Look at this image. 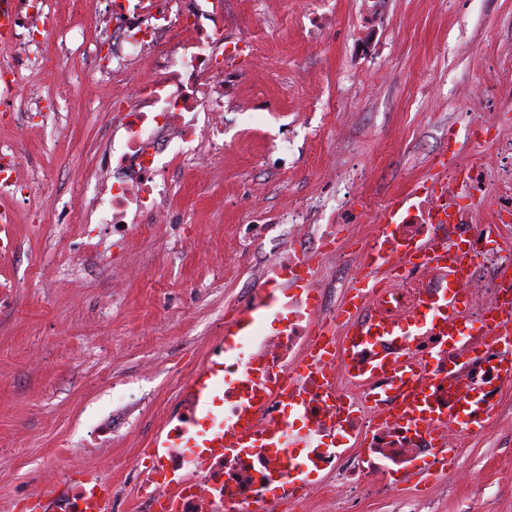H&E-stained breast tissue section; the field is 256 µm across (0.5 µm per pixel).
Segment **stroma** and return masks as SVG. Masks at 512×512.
<instances>
[{"label":"stroma","mask_w":512,"mask_h":512,"mask_svg":"<svg viewBox=\"0 0 512 512\" xmlns=\"http://www.w3.org/2000/svg\"><path fill=\"white\" fill-rule=\"evenodd\" d=\"M224 30L239 51L224 70V162L212 185L175 176L172 221L124 236L97 229L109 260L86 264L81 293L63 273L81 242L59 236L45 185L90 181L112 127L100 91L62 97L85 56L29 75L0 42V69L21 79L0 107V139L20 134L32 91L59 95L66 125L21 144L28 207L0 224V512H27L35 493L61 496L99 467L112 512H145L138 488L149 444L173 427L194 372L224 342L225 314L288 242L282 217L374 228L376 204L429 179L482 165L490 221L498 177L512 166V0H226ZM140 272L127 287L111 281ZM495 426L463 448L431 492L416 478L359 512H512V394Z\"/></svg>","instance_id":"stroma-1"}]
</instances>
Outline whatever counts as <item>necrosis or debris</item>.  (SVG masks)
<instances>
[{
    "mask_svg": "<svg viewBox=\"0 0 512 512\" xmlns=\"http://www.w3.org/2000/svg\"><path fill=\"white\" fill-rule=\"evenodd\" d=\"M10 10L11 42L28 66H57L70 48L82 49L92 67L69 81L68 95H81L89 83L108 91L100 106L114 125L94 163V185L53 197L64 223L106 225L122 234L131 225L167 219L175 172L188 170L200 184L211 181L224 155V67L235 52L224 35V0H104L90 37L56 29L46 0H12ZM19 154L18 145H0V191L25 205L31 187L18 175ZM352 231L348 224L318 225L314 252L292 240L275 263L287 273L298 259L315 258L320 267L335 263L337 238ZM434 232V225L410 221L396 225L391 240L369 239L370 248H387L393 257L394 278L384 293L394 318L414 317L421 297L448 285L443 274L422 273L408 252ZM466 240L469 275L460 288L463 313L475 329L449 342L419 337L413 343L437 407L449 413L471 391L494 397L512 387L498 369L501 348L482 327L512 284V246L487 236L480 224ZM335 288V282L316 278L289 289L255 351L224 367L239 383L224 394L225 419L246 417L260 430L284 423L302 444L279 448L260 437L244 453L208 462L198 461L192 449H173L166 461L154 463L155 478L141 485L142 498L171 494V512H235L272 491L295 508L314 492L327 495L338 487L354 512L364 498L396 495L410 467L432 448L469 443V434L444 423L422 431L385 420L342 359L330 363L326 378L301 376L316 332L338 340L346 330L329 300ZM262 374L270 377L269 389H253Z\"/></svg>",
    "mask_w": 512,
    "mask_h": 512,
    "instance_id": "obj_1",
    "label": "necrosis or debris"
}]
</instances>
